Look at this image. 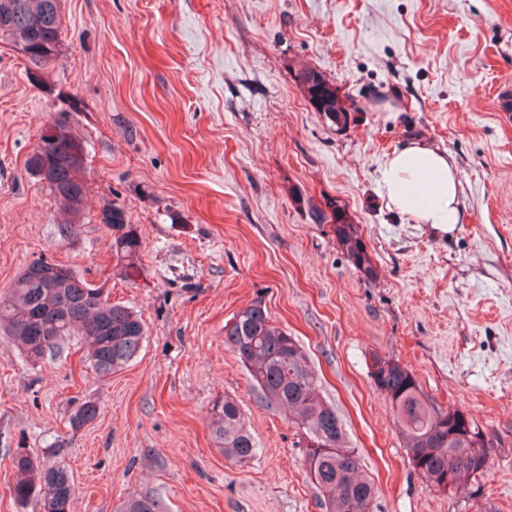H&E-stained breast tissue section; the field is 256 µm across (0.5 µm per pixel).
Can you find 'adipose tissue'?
<instances>
[{"label": "adipose tissue", "mask_w": 512, "mask_h": 512, "mask_svg": "<svg viewBox=\"0 0 512 512\" xmlns=\"http://www.w3.org/2000/svg\"><path fill=\"white\" fill-rule=\"evenodd\" d=\"M379 181L388 207L409 214L414 223L452 231L461 221L457 170L444 152L412 142L385 160ZM427 196L424 206L411 204L414 192Z\"/></svg>", "instance_id": "ef3b65f1"}]
</instances>
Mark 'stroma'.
<instances>
[{"label":"stroma","instance_id":"35a3bbf8","mask_svg":"<svg viewBox=\"0 0 512 512\" xmlns=\"http://www.w3.org/2000/svg\"><path fill=\"white\" fill-rule=\"evenodd\" d=\"M62 25L41 68L0 41V296L49 257L138 311L147 336L104 377L80 339L32 367L0 335V512H36L11 493L19 454L67 468L72 512L138 494L165 512H324L298 427L258 402L224 344L256 300L308 354L374 512H512V0H63ZM304 67L335 85L346 130L305 99ZM57 119L87 153L83 232L66 247L25 169ZM411 140L457 170L451 232L387 205L379 170ZM309 198L345 205L375 281ZM114 202L142 241L131 281L101 222ZM376 354L491 439L481 495L469 481L447 498L416 470L373 387ZM227 396L257 442L246 463L211 433ZM87 401L96 418L72 429Z\"/></svg>","mask_w":512,"mask_h":512}]
</instances>
